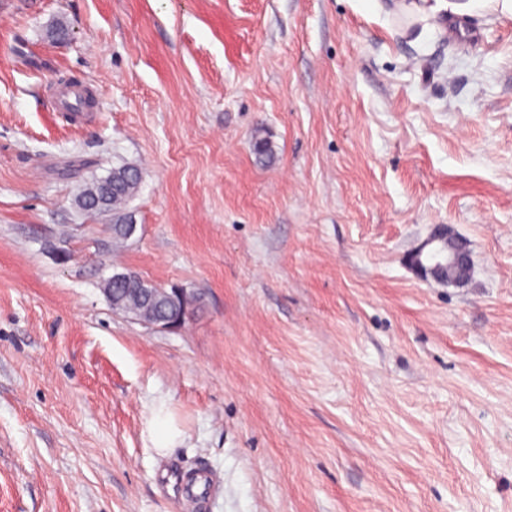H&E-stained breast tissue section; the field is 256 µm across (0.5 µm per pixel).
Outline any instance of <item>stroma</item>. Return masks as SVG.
<instances>
[{"label":"stroma","instance_id":"1","mask_svg":"<svg viewBox=\"0 0 512 512\" xmlns=\"http://www.w3.org/2000/svg\"><path fill=\"white\" fill-rule=\"evenodd\" d=\"M448 24L0 0V512H185L169 468L215 477L205 512H512V20ZM122 167L119 244L77 198ZM441 226L462 283L409 262ZM124 270L200 302L148 329L104 294ZM149 431L154 448L161 451L173 448L180 437V431L171 423L168 416L163 414L162 410L154 413Z\"/></svg>","mask_w":512,"mask_h":512}]
</instances>
